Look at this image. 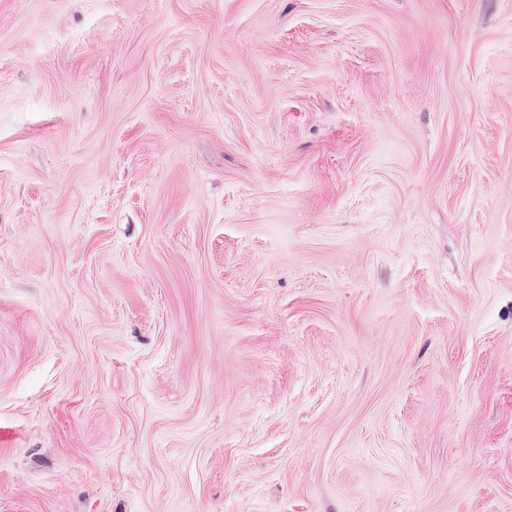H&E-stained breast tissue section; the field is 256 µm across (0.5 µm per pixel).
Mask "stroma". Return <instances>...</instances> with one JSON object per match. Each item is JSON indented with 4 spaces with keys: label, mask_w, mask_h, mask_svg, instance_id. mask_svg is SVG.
<instances>
[{
    "label": "stroma",
    "mask_w": 512,
    "mask_h": 512,
    "mask_svg": "<svg viewBox=\"0 0 512 512\" xmlns=\"http://www.w3.org/2000/svg\"><path fill=\"white\" fill-rule=\"evenodd\" d=\"M0 512H512V0H0Z\"/></svg>",
    "instance_id": "stroma-1"
}]
</instances>
